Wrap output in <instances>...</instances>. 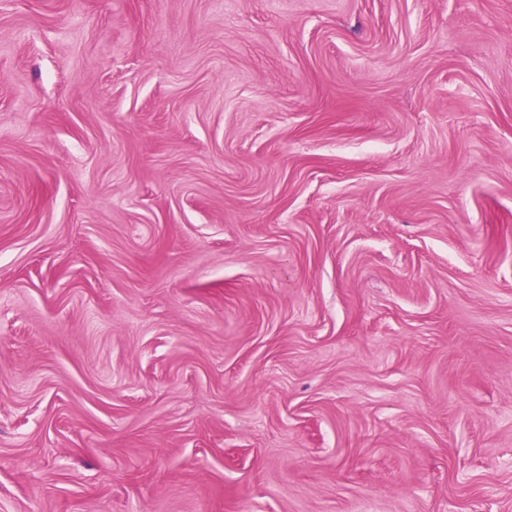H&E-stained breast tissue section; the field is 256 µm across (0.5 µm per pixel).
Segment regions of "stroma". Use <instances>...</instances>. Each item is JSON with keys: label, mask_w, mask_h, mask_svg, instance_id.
<instances>
[{"label": "stroma", "mask_w": 512, "mask_h": 512, "mask_svg": "<svg viewBox=\"0 0 512 512\" xmlns=\"http://www.w3.org/2000/svg\"><path fill=\"white\" fill-rule=\"evenodd\" d=\"M0 512H512V0H0Z\"/></svg>", "instance_id": "stroma-1"}]
</instances>
